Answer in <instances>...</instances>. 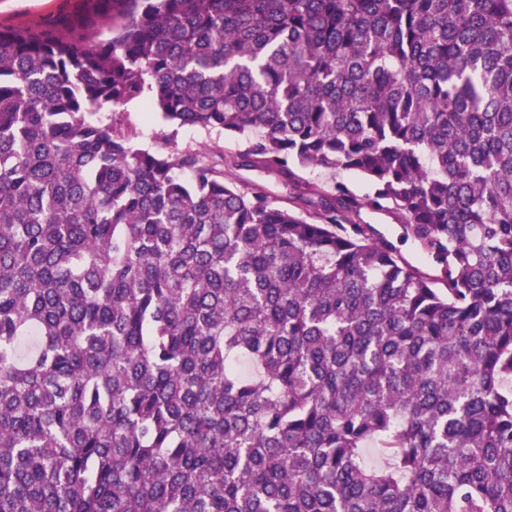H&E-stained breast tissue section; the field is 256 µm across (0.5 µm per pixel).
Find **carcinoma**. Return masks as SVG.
I'll return each mask as SVG.
<instances>
[{
    "label": "carcinoma",
    "mask_w": 512,
    "mask_h": 512,
    "mask_svg": "<svg viewBox=\"0 0 512 512\" xmlns=\"http://www.w3.org/2000/svg\"><path fill=\"white\" fill-rule=\"evenodd\" d=\"M89 4L0 29V512H512V0ZM123 110L125 112L122 117L136 126L138 131L137 144L142 148L153 147L157 135L163 129H172L165 127L157 114L144 112L141 104L132 103L120 108V111ZM178 142L180 146L190 147L217 164L222 162V156L235 155L244 150L238 139L232 136L217 135L215 132L208 134L199 129H179ZM228 175L237 182L259 184L265 189L270 200L288 205V198L292 190L288 186V182L278 174L256 167L239 166L232 168ZM303 177L312 182L333 184L335 181L344 182L349 185L357 194L365 195L370 192V187L365 180L356 173L342 171L336 174L323 171H306ZM362 218L367 224H373L406 258L410 260L417 259L414 243L411 239H404L400 224L391 214L365 209L362 211Z\"/></svg>",
    "instance_id": "carcinoma-1"
}]
</instances>
